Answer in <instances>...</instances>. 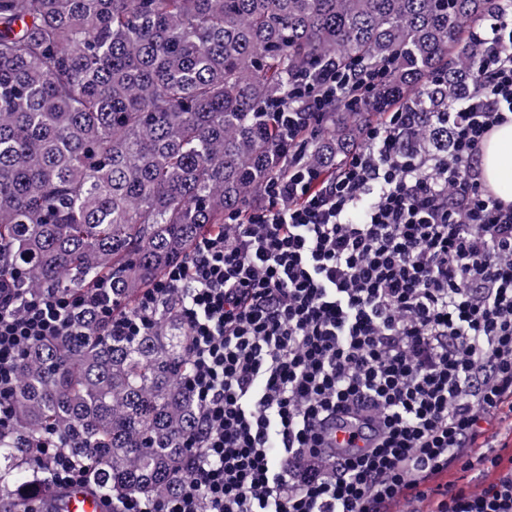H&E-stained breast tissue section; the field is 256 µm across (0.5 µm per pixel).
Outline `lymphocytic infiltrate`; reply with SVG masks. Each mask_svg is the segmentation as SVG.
<instances>
[{
    "instance_id": "f902f5d3",
    "label": "lymphocytic infiltrate",
    "mask_w": 512,
    "mask_h": 512,
    "mask_svg": "<svg viewBox=\"0 0 512 512\" xmlns=\"http://www.w3.org/2000/svg\"><path fill=\"white\" fill-rule=\"evenodd\" d=\"M489 42L476 94L438 115L452 153H423L412 138L428 115L400 110L333 176L289 156L135 315L95 288L17 309L1 286L0 430L22 354L66 335L76 308L137 334L175 296L199 409L188 471L173 495L130 496L121 512H512V453L485 438L512 415V203L479 164L512 117V37ZM376 81L328 63L275 105L281 139L317 133L327 103ZM340 427L367 446L337 447Z\"/></svg>"
}]
</instances>
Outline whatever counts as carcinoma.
Instances as JSON below:
<instances>
[{
  "label": "carcinoma",
  "mask_w": 512,
  "mask_h": 512,
  "mask_svg": "<svg viewBox=\"0 0 512 512\" xmlns=\"http://www.w3.org/2000/svg\"><path fill=\"white\" fill-rule=\"evenodd\" d=\"M501 0H0V281L32 292L101 289L114 311L224 216L287 170L336 173L366 127L398 108L446 112L489 55L479 27ZM387 68L330 107L320 135L280 142L271 103L328 61ZM416 144L447 150L452 131ZM157 326L119 336L79 309L65 336L28 349L0 432L7 512L52 486L51 439L109 496L171 495L187 471L197 405L176 301Z\"/></svg>",
  "instance_id": "carcinoma-1"
}]
</instances>
